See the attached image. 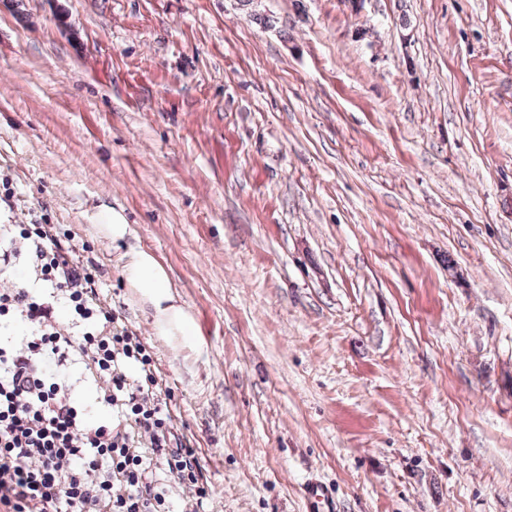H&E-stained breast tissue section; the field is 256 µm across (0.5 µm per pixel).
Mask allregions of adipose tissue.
Segmentation results:
<instances>
[{"label": "adipose tissue", "mask_w": 512, "mask_h": 512, "mask_svg": "<svg viewBox=\"0 0 512 512\" xmlns=\"http://www.w3.org/2000/svg\"><path fill=\"white\" fill-rule=\"evenodd\" d=\"M122 274L153 308L154 328L158 335L191 340L196 329L192 316L177 304L170 280L156 258L144 250H131Z\"/></svg>", "instance_id": "obj_1"}]
</instances>
